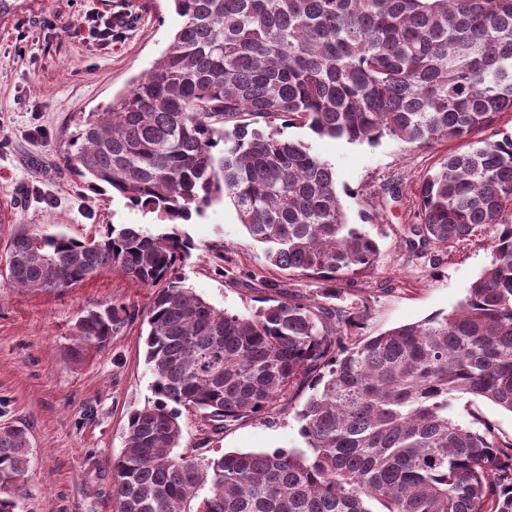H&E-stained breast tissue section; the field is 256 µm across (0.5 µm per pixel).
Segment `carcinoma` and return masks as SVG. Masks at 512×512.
<instances>
[{"instance_id": "obj_1", "label": "carcinoma", "mask_w": 512, "mask_h": 512, "mask_svg": "<svg viewBox=\"0 0 512 512\" xmlns=\"http://www.w3.org/2000/svg\"><path fill=\"white\" fill-rule=\"evenodd\" d=\"M166 52L65 158L93 191L156 214L164 229L109 224L80 241L23 229L7 249L12 288L60 293L117 272L157 288L144 321L151 403L128 415L112 458L116 512H512V442L455 420L461 394L512 413V0H172ZM348 143L384 136L461 149L419 180L409 256L490 236L492 263L452 311L376 336L368 308L337 304L377 267L378 240L352 224L327 161L282 127ZM385 204H405L403 181ZM229 200L265 259L252 315L185 286L197 249L177 225ZM326 282L321 298L296 288ZM121 304L74 324L77 363L134 323ZM302 448L219 452L236 422L264 420L300 389ZM200 414L199 453H173L180 408ZM30 440L0 427V512H15Z\"/></svg>"}]
</instances>
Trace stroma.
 <instances>
[{
	"instance_id": "stroma-1",
	"label": "stroma",
	"mask_w": 512,
	"mask_h": 512,
	"mask_svg": "<svg viewBox=\"0 0 512 512\" xmlns=\"http://www.w3.org/2000/svg\"><path fill=\"white\" fill-rule=\"evenodd\" d=\"M0 18V424L26 427L31 444L27 495L19 512H115L110 463L125 446L127 417L152 400L145 362L146 326L134 322L85 361L66 349L84 311L121 304L146 312L154 291L109 272L62 293L26 291L6 280V249L26 225H51L79 240L99 238L109 224L156 229L155 214L124 199L78 189L64 158L79 117L99 111L126 92L167 49L181 19L169 0H15ZM124 23L112 38L89 37L88 19ZM285 138L303 142L332 164L341 202L353 224H372L381 258L358 279L357 301L370 312L367 332L378 335L453 310L490 265L486 237L453 252L431 250L407 257L401 227L408 206L387 207L384 188L394 179L415 186L449 150L441 143L420 149L389 137L350 144L300 128ZM183 229L197 245L181 270L186 287L219 309L240 314L262 305V279L280 278L262 244L241 225L230 202L192 217ZM223 240L224 257L204 245ZM308 396L299 391L274 422L248 420L226 431L228 451H267L302 446L297 412ZM453 417H480L502 441L512 440V413L463 395Z\"/></svg>"
}]
</instances>
